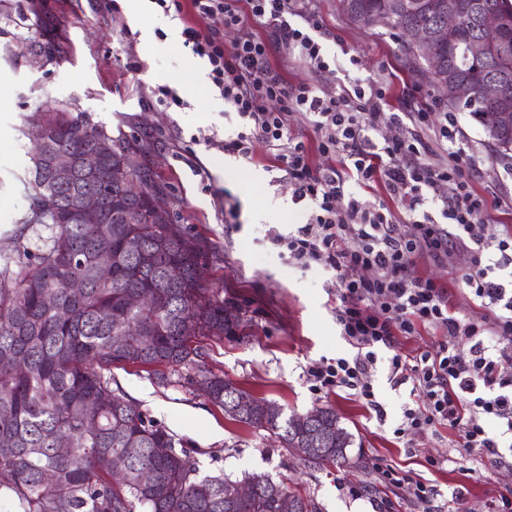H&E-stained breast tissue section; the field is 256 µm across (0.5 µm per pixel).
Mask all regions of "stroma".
Masks as SVG:
<instances>
[{"instance_id":"stroma-1","label":"stroma","mask_w":512,"mask_h":512,"mask_svg":"<svg viewBox=\"0 0 512 512\" xmlns=\"http://www.w3.org/2000/svg\"><path fill=\"white\" fill-rule=\"evenodd\" d=\"M317 5L327 27L343 38V48L357 57L358 76L388 80L393 111H409L420 101L438 105L437 92L406 60L396 31L349 24L337 12L336 0H317ZM182 28L180 20L164 18L152 5L135 28L127 14L105 17L99 0H0V77L8 86L0 101V256L14 254L20 242L37 250L48 236L44 227L20 226L29 207L25 181L31 143L24 131L36 112L61 108L135 142L172 222L206 242L207 280L223 287L225 303L239 314L236 331L207 346V364L253 396L287 410L333 407L352 433L351 452L362 464L325 469L288 455L267 432L214 407L189 383L185 369L162 385L140 369L116 368L113 389L190 442L205 475L266 474L314 496L322 512H436L441 505L448 512H494L500 497L512 498V467L454 447L455 435L444 427L417 438L410 450L394 436L410 397L408 386L390 383L389 350L378 349L374 372L385 420L347 393L310 390L307 365L356 353L336 322V279L319 268L288 264L265 239L271 226L294 232L303 213L272 168L265 145L255 143L247 161L206 144L209 136L235 137L239 120L213 92L197 58L182 51ZM156 84L176 89L185 106H151L148 89ZM457 117L461 147L474 168L473 190L501 199L492 217L512 225V154H500L470 113ZM228 193L239 203L234 224L225 223L222 211ZM468 261V253L456 249L443 263L426 259L419 266L449 290L454 312L466 319L487 312L460 282ZM379 465L432 486L433 497L420 501L381 484Z\"/></svg>"}]
</instances>
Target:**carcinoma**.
I'll use <instances>...</instances> for the list:
<instances>
[{
  "label": "carcinoma",
  "mask_w": 512,
  "mask_h": 512,
  "mask_svg": "<svg viewBox=\"0 0 512 512\" xmlns=\"http://www.w3.org/2000/svg\"><path fill=\"white\" fill-rule=\"evenodd\" d=\"M384 0H338V8L354 25H368L370 14ZM398 15L390 24L401 37L402 49L413 54L411 38L430 34L441 22L431 6ZM486 8L509 20L497 34L487 33L471 18L448 47L431 50L435 69L423 72L436 87L453 77L467 83L470 95L442 99L445 107L465 109L485 125L492 112H512V93L487 100L485 80L505 78L512 85V0H482ZM481 39L487 52L481 60L469 55V41ZM42 129L26 181L30 199L29 224H41L49 236L38 253L19 244L16 255L0 264V512H282V498L321 512L311 496L291 490L266 474L231 478L199 476L183 439L112 389V367L136 366L168 381L165 369L185 368L207 392L209 401L224 409L229 396L250 406L232 419L274 436L290 450L300 437H310L322 454L309 463L349 467L352 434L331 407L314 420L288 414L278 403L257 398L224 379L205 363V341H222L239 326V317L224 307L221 291L203 279L208 248L183 229L156 224L150 205L138 203L130 215L125 182L110 181L100 196L105 223L69 224L67 208L77 198L96 191L81 172L66 184L50 175L49 162L58 152L79 157L111 142L104 155L107 169L121 164L157 192L150 174L138 160L139 148L106 136L68 112H41L27 131ZM131 235L142 239V252L129 256L124 245ZM115 258L112 278L98 275L96 258ZM80 282L75 293L69 282ZM150 299L137 308L133 294ZM54 300L47 306L46 298ZM127 332L130 346L113 336ZM24 369L18 370L15 364ZM72 440L69 451H58L57 439ZM155 475L148 486L141 475ZM249 482L254 496L232 501L230 483Z\"/></svg>",
  "instance_id": "cac0c4a2"
}]
</instances>
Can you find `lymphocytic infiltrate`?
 Masks as SVG:
<instances>
[{
	"mask_svg": "<svg viewBox=\"0 0 512 512\" xmlns=\"http://www.w3.org/2000/svg\"><path fill=\"white\" fill-rule=\"evenodd\" d=\"M163 16L184 23L181 47L204 60L213 89L238 115L242 129L225 140L226 154L252 158L263 142L282 171L306 220L294 233L268 229L266 238L289 263L331 272L340 289L336 322L357 350L311 364V390H349L383 415L373 387L378 348L389 349L395 385H409L419 406L405 407L396 437L416 438L445 427L458 447L497 464L512 439V225L491 224L489 201L471 187L472 166L460 147L454 113L432 125V108L387 111L386 88L344 76L336 93L319 84H288L269 60L270 47L313 73L330 71L321 39L329 30L315 0H152ZM262 22L257 36L250 21ZM237 31L232 43L224 33ZM305 115L326 165L314 164L302 136L288 129L290 114ZM382 183L408 215L400 222L388 205H373L360 191ZM462 247L469 266L461 280L494 317H456L448 292L417 271L426 257L441 263ZM441 330L436 350L407 361L394 352L399 336Z\"/></svg>",
	"mask_w": 512,
	"mask_h": 512,
	"instance_id": "lymphocytic-infiltrate-1",
	"label": "lymphocytic infiltrate"
}]
</instances>
